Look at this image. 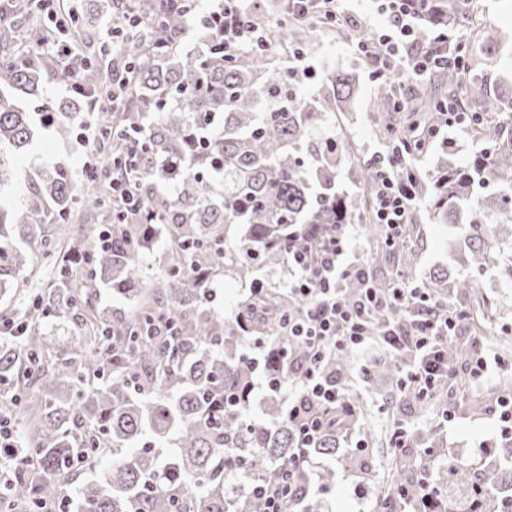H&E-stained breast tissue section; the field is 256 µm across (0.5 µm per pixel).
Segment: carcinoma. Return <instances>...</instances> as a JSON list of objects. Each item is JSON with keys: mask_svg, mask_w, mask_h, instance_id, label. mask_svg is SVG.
<instances>
[{"mask_svg": "<svg viewBox=\"0 0 512 512\" xmlns=\"http://www.w3.org/2000/svg\"><path fill=\"white\" fill-rule=\"evenodd\" d=\"M473 0H409V9L426 26L444 29L459 22ZM198 0H145L147 33L127 35L130 8H107L110 34L125 37L126 60L133 66L129 102L137 112L155 121L136 133L128 112L105 116L103 131L108 157L105 166L114 179L130 183L143 211L155 215L151 223L128 224L118 213L112 223L77 238L49 240L41 236L44 224L89 223L101 209L112 210V199L102 176L89 175L76 183L66 162L24 173L25 201L19 208L0 203V297L12 295L19 306L3 316L15 327L0 336V421L11 420L17 452L27 468L0 485V512H34L67 499L74 512H259L250 491L278 478L298 448L297 429L280 401L267 400L265 420L247 414L255 366L246 352L236 351L237 337L245 334L268 340L263 355L270 373L288 376V356L302 351L286 336L285 318L304 310L305 303L281 288L255 281V290L230 315L211 305L212 280L224 266L248 275L269 252L288 254L291 245H305L316 255L325 235L351 221L354 211L369 224L368 233L383 241L369 211L374 160L356 159L350 179L358 188L349 198L338 190V156L356 144L336 137L334 151L311 143L321 121V92L341 108L354 98L351 73H326L321 91L303 95L302 80L289 75L279 58L284 48L277 39L243 46L224 57V33L206 29L202 47L183 49L185 19L198 10ZM20 12H47L54 28L40 29L20 40L11 20L0 19V184L9 179L8 158L31 146L41 131L51 128L62 147L70 151V129L84 119L87 96L108 91L104 66L95 57V42L75 13L55 10L51 0H20ZM67 36V44L88 61L81 70L80 91L72 92L67 110L41 95L47 76L70 82L69 72L45 59L44 39ZM278 104L259 112L255 81ZM449 89L460 109H470L479 95L466 84V72L449 65L432 77ZM38 98L42 111L27 112L23 98ZM442 98L419 93L406 108L405 119L395 121L387 87L374 106L375 124L386 134L416 145L433 124ZM481 112H512V94L483 99ZM136 152V163L122 161ZM224 170V193L216 199L213 177ZM500 180L494 215L473 195L475 177ZM174 182L167 196L158 187ZM427 204L443 224L464 219L474 229L460 253L461 277L429 278L435 294L450 284L457 293L475 300L472 320L477 330L490 320L478 301L476 273L491 262L489 240L504 245L502 272L512 280V146L490 158L477 153L465 166L448 165L434 173L427 187ZM111 235L103 246L102 230ZM414 227L384 254L407 272L414 264L408 241ZM166 243L161 274L154 276L141 262L143 251L156 239ZM58 267L55 279L40 289L37 270ZM112 294L129 301L128 312L105 313L93 301L98 288L91 274ZM45 320L68 321L75 327L84 352L68 357L52 350L40 337ZM168 329L157 330L160 321ZM407 354L368 368L377 378L403 365ZM38 385L40 405L35 421L23 423L19 412L24 383ZM348 402L329 412L340 428L323 435L311 454L336 455L340 435L364 421L361 398L346 391ZM447 392L440 390L423 405L425 413L443 414ZM367 455L390 435L363 432ZM176 445L175 461L164 455ZM107 452L110 464L79 485L82 458L93 449ZM415 464L405 454L394 455L382 478L378 512H398L399 501L421 503L430 494L427 512H512V458L504 466L474 471L456 460L446 463L453 500L440 488L422 489L411 476ZM233 479L245 493L232 496L226 489ZM295 479L305 512L318 507L336 485L327 468L313 479L299 465ZM402 491L403 497L393 495Z\"/></svg>", "mask_w": 512, "mask_h": 512, "instance_id": "cac0c4a2", "label": "carcinoma"}]
</instances>
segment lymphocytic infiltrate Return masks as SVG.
Wrapping results in <instances>:
<instances>
[{
    "instance_id": "lymphocytic-infiltrate-1",
    "label": "lymphocytic infiltrate",
    "mask_w": 512,
    "mask_h": 512,
    "mask_svg": "<svg viewBox=\"0 0 512 512\" xmlns=\"http://www.w3.org/2000/svg\"><path fill=\"white\" fill-rule=\"evenodd\" d=\"M346 0H282L284 13L306 27L349 22ZM253 0H224V51L232 53L251 44L256 32L245 23L243 13ZM379 14L384 28L358 40L354 51L368 64L372 80L398 73L392 84L394 104L404 100L405 85L420 81L449 63L447 33L418 39L415 18L406 0H380ZM407 155L394 147L378 158L373 180L370 217L379 224L386 240L400 237L412 223L418 193L417 179L408 174ZM350 228L325 241L317 257L303 249L293 250L285 285L290 296L302 299V315L287 322L286 332L303 351L302 357L288 361L284 378L263 377L264 391L288 397V418L298 429L299 457H306L324 430L322 415L344 403V369L329 370L328 359L337 352H349L371 339H379L386 350L407 352L399 391L403 397L423 401L435 389L448 384L445 350L467 323L466 309L443 305L420 281L402 272L392 274V285L375 287L363 258L352 257ZM350 276L363 282L356 300H348L341 283ZM254 498L261 512H287L288 504L300 501L291 474L257 485Z\"/></svg>"
}]
</instances>
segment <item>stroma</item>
Returning <instances> with one entry per match:
<instances>
[{
	"label": "stroma",
	"instance_id": "1",
	"mask_svg": "<svg viewBox=\"0 0 512 512\" xmlns=\"http://www.w3.org/2000/svg\"><path fill=\"white\" fill-rule=\"evenodd\" d=\"M483 12L480 19L485 32L491 33L492 41L483 54L477 56L471 72L477 77L485 97L512 89V0H478ZM353 29L324 28L309 32V59L319 71L336 70L354 73L356 94L348 111L324 109L323 121L317 129L318 135L346 130L352 138L368 152L382 150L380 138L373 132L370 115L378 93V86L368 77L366 64L352 53ZM483 146L473 132L451 131L446 141L431 142L428 151L420 158L423 171H432L447 159L463 163L470 154ZM414 235L410 241L415 252V263L411 273L418 279L445 272L456 277L458 269L451 260L449 249L463 245L469 233L465 224H441L433 217L426 201H418L413 215ZM480 291L491 308V321L483 342L491 353L512 358V281L502 276L497 264L491 263L479 274ZM387 351L377 342L371 341L350 354L346 382L353 390L363 395L366 410V425L386 432L393 418L399 417L413 424L417 435H432L440 441L447 455L467 461H488L502 454L499 443L500 431L489 407L497 397L503 395V378L496 371H489L482 383L470 388L467 395L452 401L455 413L452 421L426 418L420 415L417 403L399 398L395 383L381 379L368 384L362 376L365 366L387 361ZM486 401L488 407L478 413L470 412V398ZM359 431L345 435L336 455L327 459H310L308 467L320 472L325 467L336 471V491L324 503L325 512H376L380 484L364 478L355 459L358 452L356 442Z\"/></svg>",
	"mask_w": 512,
	"mask_h": 512
}]
</instances>
